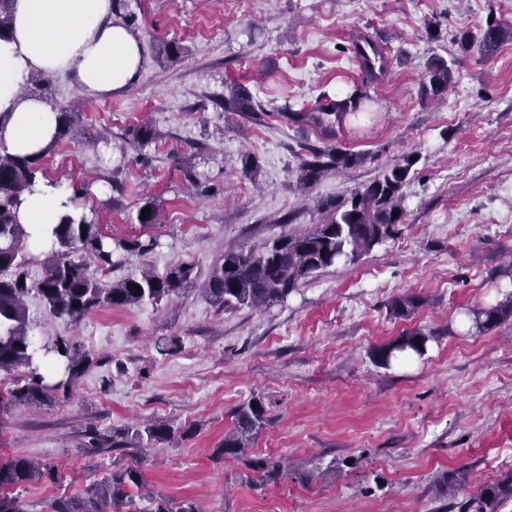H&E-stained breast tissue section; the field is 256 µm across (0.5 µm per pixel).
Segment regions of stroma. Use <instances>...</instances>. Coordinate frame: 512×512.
<instances>
[{"label":"stroma","instance_id":"35a3bbf8","mask_svg":"<svg viewBox=\"0 0 512 512\" xmlns=\"http://www.w3.org/2000/svg\"><path fill=\"white\" fill-rule=\"evenodd\" d=\"M113 19L145 46L139 79L95 102L67 77L55 100L83 117L43 159L49 179L85 185L79 199L118 240L158 245L100 273L194 264L198 281L158 305L101 308L77 326L27 300L31 333L68 336L93 363L68 399L0 414V461L26 456L57 480L15 488L23 512H53L128 464L150 495L191 497L203 512H461L512 473V319L468 330L463 308L512 291V0H114ZM502 36L488 56L460 53L453 36ZM379 34L389 75L371 86L369 112L339 144L362 163L295 183L310 127L280 115L350 92L362 73L353 41ZM179 43L170 59L155 56ZM456 57L455 84L423 99L428 59ZM259 111L222 104L231 85ZM151 141L135 143L141 126ZM417 153L405 186L404 224L355 264L339 263L267 308L220 310L201 292L224 250L258 247L319 223V202L369 183ZM258 164L254 172L244 156ZM157 224H139L147 202ZM292 225H285V218ZM412 296L410 315L390 311ZM434 333L423 357L389 368L372 350L414 329ZM259 398L268 424L249 453L282 458L289 477L256 485L241 459L218 455L237 406ZM162 418L173 442L83 451L86 432ZM455 473L458 487L442 480Z\"/></svg>","mask_w":512,"mask_h":512}]
</instances>
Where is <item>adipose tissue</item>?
I'll return each mask as SVG.
<instances>
[{
    "mask_svg": "<svg viewBox=\"0 0 512 512\" xmlns=\"http://www.w3.org/2000/svg\"><path fill=\"white\" fill-rule=\"evenodd\" d=\"M112 0H11L8 28L0 35V139L12 152L37 155L54 140L57 113L21 90L35 73L65 75L82 94L99 100L135 83L145 46L112 18ZM72 190L37 180L21 196L19 220L29 226L30 246H50L48 227L63 217L80 219Z\"/></svg>",
    "mask_w": 512,
    "mask_h": 512,
    "instance_id": "1",
    "label": "adipose tissue"
}]
</instances>
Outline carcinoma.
Returning <instances> with one entry per match:
<instances>
[{
	"instance_id": "obj_1",
	"label": "carcinoma",
	"mask_w": 512,
	"mask_h": 512,
	"mask_svg": "<svg viewBox=\"0 0 512 512\" xmlns=\"http://www.w3.org/2000/svg\"><path fill=\"white\" fill-rule=\"evenodd\" d=\"M500 35V24L490 23L479 35L469 30L458 31L454 41L465 54L476 51L486 56L497 46ZM361 45L369 48L372 58L360 64L363 79L353 91L328 97L312 110L290 108L282 113L288 124L310 125L324 140L322 147L306 148L311 159L302 161L297 170V183L303 189L312 187L332 170L346 169L360 162L359 155L333 144V140L340 139L347 124L370 99L368 84L386 75L387 62L377 39L364 36L354 47ZM457 64V60L449 62L439 57L428 62L421 81L424 99H438L448 92L456 80ZM49 104L57 111L55 140L59 141L74 129L80 113L53 99ZM224 111L254 112L255 102L244 88L235 85L230 95L224 97ZM413 156L412 152L402 155L371 182L321 203L324 211L321 223L281 235L259 249L224 251L212 263L201 288L206 299L222 310L281 303L301 283L339 261L358 262L375 247L394 238L405 220L403 187L416 165L411 160ZM45 157L44 153L14 154L0 141V377L3 378L0 406L6 409L19 404L46 405L68 398L93 363L91 355L69 337L53 336L37 342L30 334L26 297L38 295L51 315L75 325L99 308L157 304L196 279L195 265L182 263L162 274L151 270L131 272L112 285L103 286L87 257L94 258L97 270L110 271L115 266L116 252L143 255L153 251L157 242L152 237L114 242L102 232L96 216L84 214L77 222L66 216L48 229L51 246L45 273L37 280L28 281L31 234L18 222L17 209L22 193L39 179ZM135 285L141 288V293H136ZM415 307L412 296L396 297L390 305L395 315L408 314ZM463 314L476 330H488L512 318V293L505 294L494 305L467 309ZM432 338L433 334L416 329L391 344L375 348L372 358L377 365L387 368L401 356L422 357ZM266 422L261 400L252 398L240 404L234 413V427L224 434L221 455L247 458L252 439ZM175 434L173 426L164 421L123 429L96 428L90 432L87 447L118 448L130 440L140 448H151L174 439ZM248 466L255 474L254 482L261 486L288 476L283 463L271 457L248 458ZM48 473L50 470L24 457L0 465V512H22L19 498L8 489L38 481ZM144 485V471L136 462L92 483L77 495L61 496L54 512H107L109 508L113 512H131L135 496ZM152 503L150 512H202L193 499L177 501L156 496Z\"/></svg>"
}]
</instances>
